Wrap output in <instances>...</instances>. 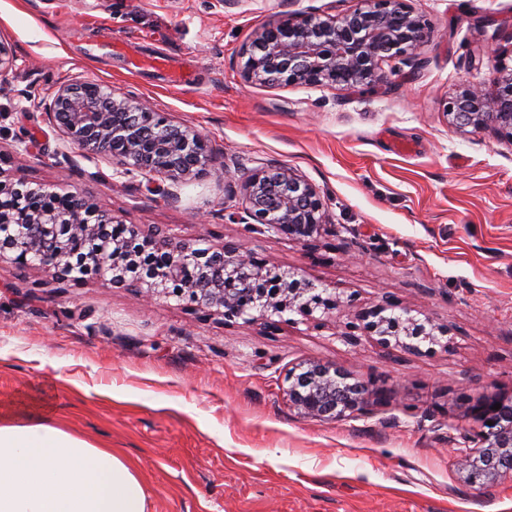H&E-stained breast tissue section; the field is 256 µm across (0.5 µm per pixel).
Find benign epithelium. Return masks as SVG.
I'll return each mask as SVG.
<instances>
[{"mask_svg": "<svg viewBox=\"0 0 512 512\" xmlns=\"http://www.w3.org/2000/svg\"><path fill=\"white\" fill-rule=\"evenodd\" d=\"M430 27L412 0H360L339 18H277L256 34L245 51L243 75L259 84H301L353 90L384 80L383 63L414 60L426 45ZM14 74L13 57L0 43V83ZM448 126L456 132L492 133L512 145V67H498L483 85H463L445 102ZM62 139L87 158L112 159L116 173L145 171L178 182L196 177L211 162L203 135L152 112L142 100L111 86L76 81L61 87L46 113ZM236 224L254 220L276 234L304 242L328 223L320 191L288 167L270 166L243 184ZM112 215L80 192L59 193L46 184L0 180V265L36 262L56 278L89 271L111 275L130 260L129 248L112 241L105 227ZM131 240H143L153 255L137 267L129 287L151 300L174 295L226 320L270 319L287 310L308 316L336 305L326 289L259 263L242 246L214 248L205 241L177 240L157 230L126 227ZM385 345L418 351L423 343L448 346V328L421 312L377 307L367 325ZM283 395L301 417L346 420L386 401L384 390L330 364L305 362L288 370ZM501 404L498 410L495 404ZM478 424L456 441L455 467L463 483L491 486L512 480V396L478 398L468 410Z\"/></svg>", "mask_w": 512, "mask_h": 512, "instance_id": "benign-epithelium-1", "label": "benign epithelium"}]
</instances>
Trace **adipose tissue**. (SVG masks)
Returning <instances> with one entry per match:
<instances>
[{
  "mask_svg": "<svg viewBox=\"0 0 512 512\" xmlns=\"http://www.w3.org/2000/svg\"><path fill=\"white\" fill-rule=\"evenodd\" d=\"M0 512H147V494L111 450L42 418H1Z\"/></svg>",
  "mask_w": 512,
  "mask_h": 512,
  "instance_id": "obj_1",
  "label": "adipose tissue"
}]
</instances>
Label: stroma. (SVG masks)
<instances>
[{"instance_id": "stroma-1", "label": "stroma", "mask_w": 512, "mask_h": 512, "mask_svg": "<svg viewBox=\"0 0 512 512\" xmlns=\"http://www.w3.org/2000/svg\"><path fill=\"white\" fill-rule=\"evenodd\" d=\"M357 0H0L16 72L0 84V177L80 191L115 220L239 243L336 300L275 323L224 321L175 297L145 299L97 275L0 266V415L50 418L137 471L148 512H512V481L461 482L454 437L483 395H512V145L447 125V97L512 61V0H417L432 30L417 60L369 89L260 85L242 52L271 19L340 17ZM181 59L194 84L135 67ZM483 49L481 67L471 54ZM87 80L197 128L214 163L177 197L84 158L46 112ZM280 164L321 191L330 222L307 243L235 224L233 193ZM382 303L447 326L444 347L381 344ZM347 332L353 343L343 342ZM334 365L387 392L345 421L300 417L289 368Z\"/></svg>"}]
</instances>
